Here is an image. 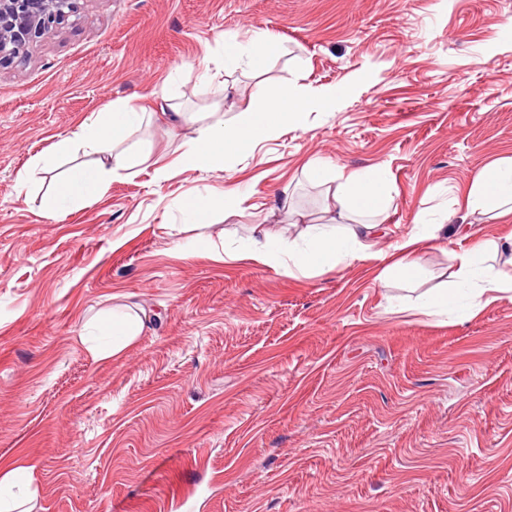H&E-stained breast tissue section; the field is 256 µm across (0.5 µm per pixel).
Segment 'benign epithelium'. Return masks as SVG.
<instances>
[{"mask_svg": "<svg viewBox=\"0 0 512 512\" xmlns=\"http://www.w3.org/2000/svg\"><path fill=\"white\" fill-rule=\"evenodd\" d=\"M77 0H0V58H16L37 38L49 39Z\"/></svg>", "mask_w": 512, "mask_h": 512, "instance_id": "benign-epithelium-1", "label": "benign epithelium"}]
</instances>
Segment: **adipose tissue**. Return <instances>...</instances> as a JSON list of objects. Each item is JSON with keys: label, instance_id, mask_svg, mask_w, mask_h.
Returning a JSON list of instances; mask_svg holds the SVG:
<instances>
[{"label": "adipose tissue", "instance_id": "adipose-tissue-1", "mask_svg": "<svg viewBox=\"0 0 512 512\" xmlns=\"http://www.w3.org/2000/svg\"><path fill=\"white\" fill-rule=\"evenodd\" d=\"M280 46L279 39L264 29L253 30L245 42L234 36L225 37L221 66L258 76L263 64L279 52ZM251 96L252 105L230 120L225 119L223 109L217 105L195 113L189 133L180 137L177 165L187 170L223 169L227 159L275 138L285 124L301 125L306 112L330 106L336 100V91L328 88L313 93L291 81L271 87L257 80ZM151 120L150 113L124 103L90 116L78 130L62 138L52 153L32 158L29 172L17 180L18 192L28 190L32 172L49 170L56 156L80 148L91 156V163L59 174L44 206L48 216L53 217L68 205L94 200L112 179L142 163L143 157L130 137L135 129ZM304 174L312 184L328 188L324 209L326 223L304 225L293 238L269 225L251 224L247 239L240 248L229 253V260L273 266L283 275L296 278L313 272H334L349 260L374 258L370 243L375 228L373 220L387 210L390 201L384 172L372 169L347 176L335 175L321 163L312 162L305 166ZM244 203V197L233 194L219 197L207 190L179 199L176 207L184 222L199 223L221 207L242 211ZM462 207L481 215L512 213V160L487 165L468 189ZM440 230V225L423 222L397 241L392 247L391 261L380 275L381 282L413 283L419 273L421 247L437 239ZM498 250L497 244L478 241L455 253V288H435L421 294L418 307L448 314L460 306L471 316L502 295L511 293L512 269L496 270L491 265ZM108 324L112 328L109 354L113 357L132 345L145 328L143 318L123 306L113 307ZM31 473L28 467L0 471V512H17L22 501L31 498Z\"/></svg>", "mask_w": 512, "mask_h": 512}]
</instances>
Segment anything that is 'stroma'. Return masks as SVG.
Instances as JSON below:
<instances>
[{
	"label": "stroma",
	"mask_w": 512,
	"mask_h": 512,
	"mask_svg": "<svg viewBox=\"0 0 512 512\" xmlns=\"http://www.w3.org/2000/svg\"><path fill=\"white\" fill-rule=\"evenodd\" d=\"M257 28L282 44L268 84L343 97L223 170L181 169L163 88L185 112L219 101L201 69ZM121 101L161 115L132 135L144 164L55 219L53 172L18 194L31 157ZM314 158L385 170L376 258L299 279L218 259L256 215L285 226L279 195L322 223ZM501 158L512 0H80L0 62V469L33 466L31 512H512V300L412 309L512 223L475 215L424 246L415 290L378 280L391 244ZM205 189L250 209L183 223L176 201ZM116 305L146 328L104 359L90 329Z\"/></svg>",
	"instance_id": "obj_1"
}]
</instances>
